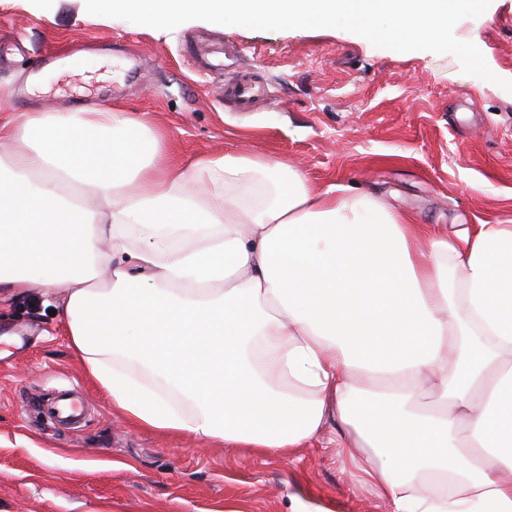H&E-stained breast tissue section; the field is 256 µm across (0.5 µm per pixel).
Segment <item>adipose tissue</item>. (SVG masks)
Here are the masks:
<instances>
[{"mask_svg": "<svg viewBox=\"0 0 512 512\" xmlns=\"http://www.w3.org/2000/svg\"><path fill=\"white\" fill-rule=\"evenodd\" d=\"M33 282L138 426L322 442L392 512H512V224L441 234L279 160L171 164L115 108L35 112L0 121V290Z\"/></svg>", "mask_w": 512, "mask_h": 512, "instance_id": "obj_1", "label": "adipose tissue"}]
</instances>
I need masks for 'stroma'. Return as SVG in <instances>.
<instances>
[{"label": "stroma", "instance_id": "obj_1", "mask_svg": "<svg viewBox=\"0 0 512 512\" xmlns=\"http://www.w3.org/2000/svg\"><path fill=\"white\" fill-rule=\"evenodd\" d=\"M454 35L496 82L450 53L398 52L341 29L252 30L192 20L172 30L86 18L81 0H0V107L104 106L160 130L170 158L245 149L311 183L382 195L438 232L512 224V0ZM83 65L45 63L47 52ZM257 74L267 102L237 111L225 83ZM0 512H390L331 449L288 460L132 424L90 378L40 288L0 295ZM76 387L85 417L47 422L30 399Z\"/></svg>", "mask_w": 512, "mask_h": 512}]
</instances>
